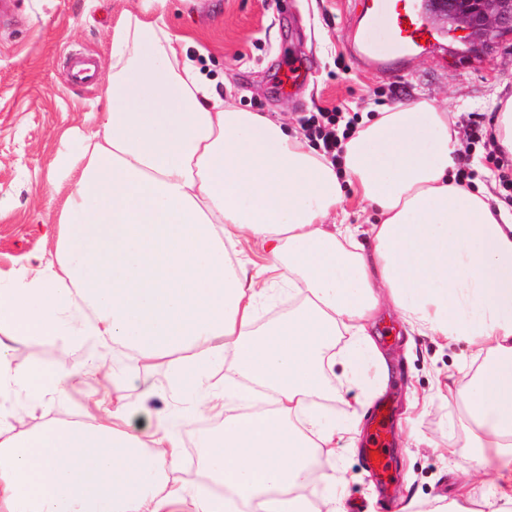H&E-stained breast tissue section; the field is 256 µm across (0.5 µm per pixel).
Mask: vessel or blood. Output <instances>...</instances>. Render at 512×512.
I'll return each instance as SVG.
<instances>
[{"mask_svg":"<svg viewBox=\"0 0 512 512\" xmlns=\"http://www.w3.org/2000/svg\"><path fill=\"white\" fill-rule=\"evenodd\" d=\"M359 6L364 26L353 43L357 61L385 67L444 41L417 0H359Z\"/></svg>","mask_w":512,"mask_h":512,"instance_id":"obj_1","label":"vessel or blood"}]
</instances>
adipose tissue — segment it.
Instances as JSON below:
<instances>
[{
  "label": "adipose tissue",
  "instance_id": "1",
  "mask_svg": "<svg viewBox=\"0 0 512 512\" xmlns=\"http://www.w3.org/2000/svg\"><path fill=\"white\" fill-rule=\"evenodd\" d=\"M165 6L141 0L140 15L113 27L110 103L66 167L71 191L45 230L54 248L0 279V512H171L186 500L191 512H345L315 458L359 432L381 392L367 370L388 363L367 326L386 308L419 335L469 349L458 454L470 475L493 479L479 512H512V210L458 182L463 145L447 112L421 100L361 118L334 165L224 102L154 20ZM348 184L377 223L343 208ZM243 247L262 264L234 263ZM283 294L294 309L259 325L261 306ZM345 335L354 343L340 355ZM60 338L92 342L83 369L66 368L65 347L52 369L18 357ZM117 346L135 372L174 359L193 394L185 418L224 412L197 445L225 495H191L166 477L182 439L129 402ZM223 361L231 375L211 383ZM335 363L361 391L344 420L321 403L334 395ZM108 366L112 400L92 420L17 430L24 408L50 410ZM245 381L257 388L253 410L235 416ZM316 482L328 490L312 499Z\"/></svg>",
  "mask_w": 512,
  "mask_h": 512
}]
</instances>
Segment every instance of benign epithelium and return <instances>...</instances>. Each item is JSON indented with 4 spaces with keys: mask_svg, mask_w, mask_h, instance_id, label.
<instances>
[{
    "mask_svg": "<svg viewBox=\"0 0 512 512\" xmlns=\"http://www.w3.org/2000/svg\"><path fill=\"white\" fill-rule=\"evenodd\" d=\"M429 8L443 23H465L478 41L488 30L512 32V0H430Z\"/></svg>",
    "mask_w": 512,
    "mask_h": 512,
    "instance_id": "1",
    "label": "benign epithelium"
}]
</instances>
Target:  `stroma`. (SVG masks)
Wrapping results in <instances>:
<instances>
[{
	"mask_svg": "<svg viewBox=\"0 0 512 512\" xmlns=\"http://www.w3.org/2000/svg\"><path fill=\"white\" fill-rule=\"evenodd\" d=\"M9 19L0 18V272L18 267L43 248L38 232L54 223L71 186L58 161L76 158L95 116L107 105L103 87L111 72V34L117 21L137 12L139 0H8ZM163 20L183 37L187 57L216 81L217 92L242 110L299 127L302 117L333 108L342 116L375 115L402 101H435L452 113L462 135L471 129L492 134L495 102L512 95V35L469 49L461 34L448 45L379 72L358 66L350 38L359 26L355 0H168ZM83 53L96 63L92 85L68 83L65 60ZM304 60L306 80L283 94L278 76L288 55ZM374 339L392 359L381 393L392 407L387 422V461L392 481L380 487L366 470L362 448L339 442L323 464L344 477L346 506L360 512H395L404 498L443 497L473 506L491 484L467 483V463L448 452L462 429L455 391L445 377L451 364L469 369L457 347L435 336L408 337L398 315L380 313ZM131 403L152 414H168L177 385L175 367L157 363L127 373ZM154 393L145 396V384ZM112 386L111 375L74 392L65 408L28 410L21 429L50 418L97 414ZM183 448L175 475L190 490L216 493L202 466L196 438L220 422L178 421Z\"/></svg>",
	"mask_w": 512,
	"mask_h": 512,
	"instance_id": "35a3bbf8",
	"label": "stroma"
}]
</instances>
